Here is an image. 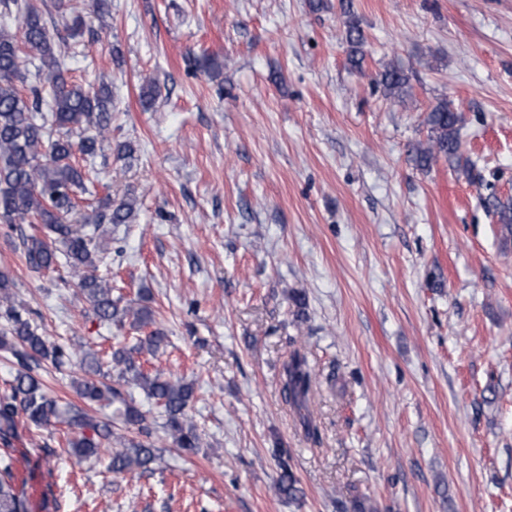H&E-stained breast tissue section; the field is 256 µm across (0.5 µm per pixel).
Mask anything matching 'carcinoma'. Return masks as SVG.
<instances>
[{
  "label": "carcinoma",
  "mask_w": 512,
  "mask_h": 512,
  "mask_svg": "<svg viewBox=\"0 0 512 512\" xmlns=\"http://www.w3.org/2000/svg\"><path fill=\"white\" fill-rule=\"evenodd\" d=\"M0 223L40 224L44 235L22 237L27 266L36 272L52 269L64 257L79 293L103 322L121 329L126 321L138 329L155 323L147 305L122 304L112 296V282L96 274L103 262L99 230L106 224H129L135 219L137 199L129 193L120 200L107 194L90 214H77V193L84 188L85 173L76 161L81 155L93 159L110 135L112 90L105 83L95 85L71 80L64 68L62 45L44 22L34 0H0ZM21 18L22 37L10 30L12 16ZM348 63L362 69L365 36L355 24L345 30ZM34 67L37 84L25 94L19 87L22 71ZM380 84L400 102L407 96V77L394 67L380 74ZM430 135L414 147L415 162L430 168L440 157L453 158L459 148L461 116L448 101L437 103L428 113ZM14 283L0 274V351L15 360L18 369L9 391L0 396V440L9 444L22 414L36 426L64 424L70 430L67 452L82 462L102 451L111 454L110 469L116 475L150 471L158 458L149 441H134L119 433L109 421H97L86 408L102 402L118 403L117 414L126 428L150 435L151 411L125 397L123 385L141 389L160 410L162 428L177 447L193 452L201 436L188 417L194 399V385L161 371H144L140 357L156 355L167 336L153 330L133 345L122 341L106 357L80 348L56 344L37 332L22 304L15 300ZM45 361L58 370L78 368L71 388L85 403L63 406L48 394L39 377ZM284 394L301 411L307 407L312 390V370L307 358L294 352L285 366ZM120 448H112V443ZM11 463L0 467V512H23L14 483ZM297 480L287 464L274 484L279 496L294 499Z\"/></svg>",
  "instance_id": "obj_1"
}]
</instances>
